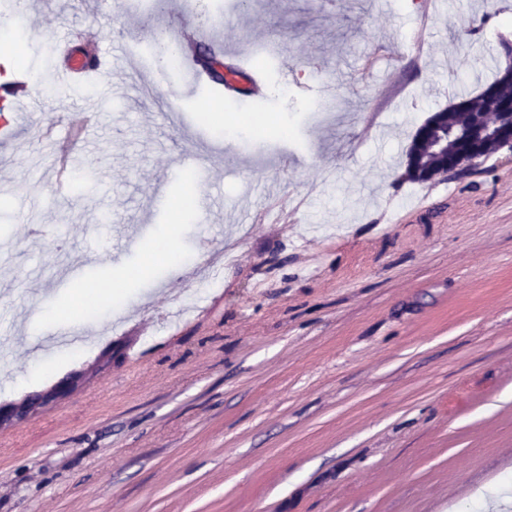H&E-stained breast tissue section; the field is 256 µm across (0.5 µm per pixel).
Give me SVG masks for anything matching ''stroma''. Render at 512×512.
I'll list each match as a JSON object with an SVG mask.
<instances>
[{
  "mask_svg": "<svg viewBox=\"0 0 512 512\" xmlns=\"http://www.w3.org/2000/svg\"><path fill=\"white\" fill-rule=\"evenodd\" d=\"M112 2L0 0L39 77L0 146V412L78 378L0 429V512H488L512 489V153L405 168L453 87L493 80L512 0H436L422 28V0H193L246 69L265 57L258 103L155 64L158 0ZM67 32L138 58L47 95ZM98 99L57 194L38 127ZM258 109L287 133L223 134ZM162 188L214 206L149 219ZM177 222L189 273L151 252ZM130 273L120 303L81 305ZM51 301L91 345L41 347Z\"/></svg>",
  "mask_w": 512,
  "mask_h": 512,
  "instance_id": "stroma-1",
  "label": "stroma"
}]
</instances>
